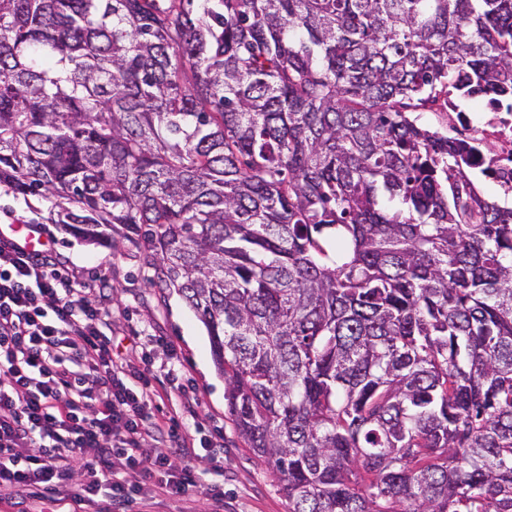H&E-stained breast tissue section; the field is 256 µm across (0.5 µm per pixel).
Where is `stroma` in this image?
<instances>
[{"label":"stroma","mask_w":512,"mask_h":512,"mask_svg":"<svg viewBox=\"0 0 512 512\" xmlns=\"http://www.w3.org/2000/svg\"><path fill=\"white\" fill-rule=\"evenodd\" d=\"M50 204L24 200L0 187V224H41L53 240V251L89 283L112 278V310L116 317L113 344L134 346L137 331L157 328L173 343L185 372L183 383L195 412L197 433L223 447V467H213L208 452L196 461L208 472V486L224 491L223 512H288V501L268 468L247 448L232 423L224 401V379L214 366L207 332L185 301L174 291L154 287L151 271L138 245L118 240L113 245L77 241L58 225L48 223ZM206 488L175 497L157 494L134 501L128 512H207Z\"/></svg>","instance_id":"1"}]
</instances>
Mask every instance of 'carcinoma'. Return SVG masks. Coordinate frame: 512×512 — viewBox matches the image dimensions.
I'll return each instance as SVG.
<instances>
[{
	"label": "carcinoma",
	"mask_w": 512,
	"mask_h": 512,
	"mask_svg": "<svg viewBox=\"0 0 512 512\" xmlns=\"http://www.w3.org/2000/svg\"><path fill=\"white\" fill-rule=\"evenodd\" d=\"M512 0H0V184L137 242L288 512H512V208L419 122Z\"/></svg>",
	"instance_id": "carcinoma-1"
}]
</instances>
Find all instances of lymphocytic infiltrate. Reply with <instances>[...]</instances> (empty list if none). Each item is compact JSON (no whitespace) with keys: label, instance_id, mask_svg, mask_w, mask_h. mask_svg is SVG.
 Instances as JSON below:
<instances>
[{"label":"lymphocytic infiltrate","instance_id":"1","mask_svg":"<svg viewBox=\"0 0 512 512\" xmlns=\"http://www.w3.org/2000/svg\"><path fill=\"white\" fill-rule=\"evenodd\" d=\"M112 285L0 235V501H91L203 485L189 432L142 411L159 392L112 350Z\"/></svg>","mask_w":512,"mask_h":512}]
</instances>
